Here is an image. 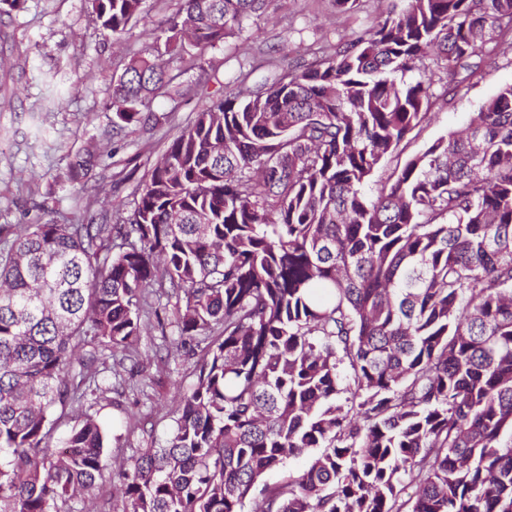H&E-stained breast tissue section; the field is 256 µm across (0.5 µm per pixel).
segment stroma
<instances>
[{
	"mask_svg": "<svg viewBox=\"0 0 512 512\" xmlns=\"http://www.w3.org/2000/svg\"><path fill=\"white\" fill-rule=\"evenodd\" d=\"M390 0H360L350 13L330 0H272L261 18L240 35L201 46L199 66L189 54L175 57L179 92L155 98L145 122L112 130V78L130 57L150 55L147 28L175 13L181 0H145V21L120 39L101 36L86 0H24L0 15V224H38L52 219L77 224L91 216L127 214L132 193L175 134L202 107L209 92L249 90L272 83L295 64L312 62L321 48L344 42L369 27ZM419 77L430 81L434 106L404 145L410 157L449 131L463 128L501 87L512 84V53L487 43L472 69L448 78L433 63ZM96 144L104 164L92 177L71 181L75 153ZM173 300L152 299L134 369H104L112 392L87 396L83 410L114 429L107 462L153 447L172 425L180 393L196 379L200 358L157 350L177 337Z\"/></svg>",
	"mask_w": 512,
	"mask_h": 512,
	"instance_id": "obj_1",
	"label": "stroma"
}]
</instances>
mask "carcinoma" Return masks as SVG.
Listing matches in <instances>:
<instances>
[{
    "label": "carcinoma",
    "instance_id": "carcinoma-1",
    "mask_svg": "<svg viewBox=\"0 0 512 512\" xmlns=\"http://www.w3.org/2000/svg\"><path fill=\"white\" fill-rule=\"evenodd\" d=\"M269 2L183 0L150 35L169 54L213 46ZM143 3L88 0L115 39ZM492 41L512 51V0H405L328 58L196 112L127 217L6 229L0 512H76L106 477L119 512H243L302 455L259 512H400L405 482L411 512H512V84L367 189L432 110L406 75L433 56L455 76ZM175 79L131 58L112 130ZM98 158L85 148L70 176ZM166 290L202 364L165 438L106 475L83 401L107 391L100 361L135 360ZM309 458L302 456L287 461L283 466L273 469L265 474L263 479L256 486L251 496L246 500L244 512H255L258 503L261 501L262 490L265 486L273 487L288 479L289 475L296 474L306 468Z\"/></svg>",
    "mask_w": 512,
    "mask_h": 512
}]
</instances>
